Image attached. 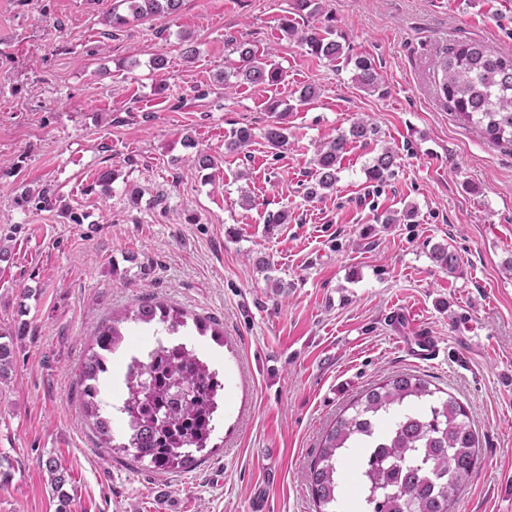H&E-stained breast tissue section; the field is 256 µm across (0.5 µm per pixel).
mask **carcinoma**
Masks as SVG:
<instances>
[{
  "label": "carcinoma",
  "mask_w": 512,
  "mask_h": 512,
  "mask_svg": "<svg viewBox=\"0 0 512 512\" xmlns=\"http://www.w3.org/2000/svg\"><path fill=\"white\" fill-rule=\"evenodd\" d=\"M131 14L110 13L118 28L141 18L172 15L182 0H125ZM286 35L308 53L333 62L344 55L334 25L299 28L291 19L281 23ZM441 91L454 112L481 127L496 144L512 143V55L497 53L476 40L459 42L438 61ZM357 84L364 89L379 87V72L368 56L354 59ZM234 77L251 85H274L284 79L281 67L260 61L256 51L239 46V66ZM377 129L358 118L346 132L324 142L313 158L314 182L306 194L316 196L332 190L338 182L341 162L353 147L374 139ZM267 143L287 144L286 128L276 122L263 133ZM252 139L248 129H239L227 142L230 152L245 148ZM397 167V156L386 148L366 168L367 178L386 182ZM432 257L452 272L458 255L446 246H436ZM134 320L164 325L167 334L187 327V313L173 306L144 300L134 310ZM27 335V325L0 331V382L7 379L18 341ZM123 341L119 321L103 323L93 334L90 354L82 365L85 415L93 420L103 444L112 451L131 453L137 462L162 472L189 468L195 454L206 450L215 430L218 391L223 385L218 371L210 368L186 345L159 347L142 355L133 354L124 376V405L130 417L125 441L114 446L112 422L101 414V383L110 373L108 364ZM440 389L415 374L394 375L365 390L326 431L318 458L307 478L316 512H451V494L475 473L479 441L467 409L452 395L437 396ZM369 455V468L354 473L358 502L345 493L340 460L352 449ZM50 484L57 491L67 481V471L49 458L43 462Z\"/></svg>",
  "instance_id": "carcinoma-1"
}]
</instances>
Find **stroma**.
<instances>
[{"label": "stroma", "instance_id": "1", "mask_svg": "<svg viewBox=\"0 0 512 512\" xmlns=\"http://www.w3.org/2000/svg\"><path fill=\"white\" fill-rule=\"evenodd\" d=\"M318 3L297 25L332 16L348 58L284 35L291 0H183L120 29L122 0H0V327L28 325L0 384L13 473L0 512H57L50 457L71 476L68 512H315L307 470L324 431L403 372L457 397L479 436L454 512H512V146L444 104L436 66L465 39L512 53V0ZM235 40L283 82L225 86ZM358 55L379 90L355 82ZM274 100L289 108L278 149L263 137ZM359 116L376 141L306 197L318 146ZM242 127L252 143L228 151ZM385 147L398 167L378 186L365 170ZM198 151L215 168L197 169ZM280 210L287 223L268 230ZM438 245L455 272L433 260ZM145 299L210 320L222 341H192L234 374L213 448L188 469L111 454L83 410L92 332ZM421 334L437 358L409 354Z\"/></svg>", "mask_w": 512, "mask_h": 512}]
</instances>
